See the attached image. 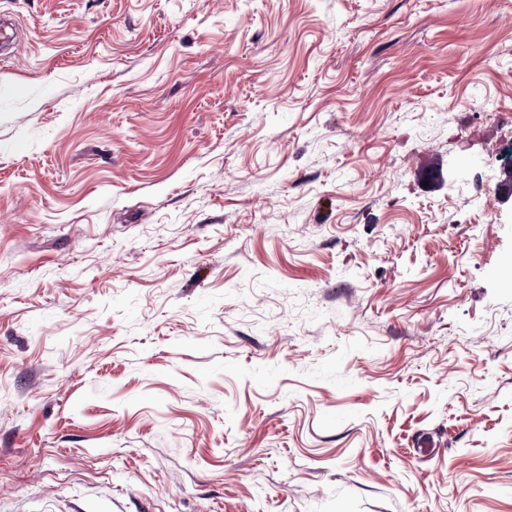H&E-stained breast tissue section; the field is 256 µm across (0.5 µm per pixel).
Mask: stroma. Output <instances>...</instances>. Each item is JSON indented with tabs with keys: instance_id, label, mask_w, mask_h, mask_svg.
I'll list each match as a JSON object with an SVG mask.
<instances>
[{
	"instance_id": "obj_1",
	"label": "stroma",
	"mask_w": 512,
	"mask_h": 512,
	"mask_svg": "<svg viewBox=\"0 0 512 512\" xmlns=\"http://www.w3.org/2000/svg\"><path fill=\"white\" fill-rule=\"evenodd\" d=\"M511 111L512 0H0V512H512Z\"/></svg>"
}]
</instances>
